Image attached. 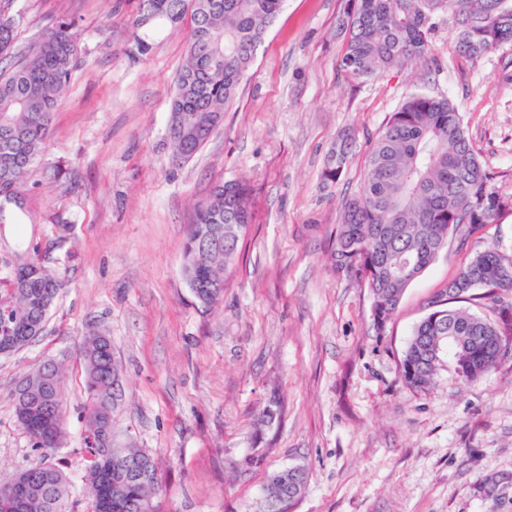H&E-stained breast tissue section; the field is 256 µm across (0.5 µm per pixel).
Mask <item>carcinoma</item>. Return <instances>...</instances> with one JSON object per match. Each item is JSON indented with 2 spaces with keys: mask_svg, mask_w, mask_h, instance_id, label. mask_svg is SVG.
Wrapping results in <instances>:
<instances>
[{
  "mask_svg": "<svg viewBox=\"0 0 512 512\" xmlns=\"http://www.w3.org/2000/svg\"><path fill=\"white\" fill-rule=\"evenodd\" d=\"M128 29L137 54H148L168 27L187 26V52L172 88L167 136L173 154L185 163L209 141L236 98L258 48L285 0H126ZM157 5L151 23L146 11ZM445 13L455 28L454 51L479 58L512 41V0H349L338 21L343 37L341 65L356 80H369L430 55L431 18ZM75 22L59 17L41 36L17 53L16 22L0 18V224L9 219L6 205L21 208L29 178L46 150L57 100L80 62ZM348 161L347 151L330 155L324 183H336ZM493 172L475 153L464 119L449 99L413 93L392 113L368 156L362 185L347 197L330 234L331 259L339 270L367 283L372 309L381 311L378 334L399 306L406 289L440 254L448 239L460 242L512 213V196L496 189ZM251 184L244 180L214 184L195 207L193 224L181 253V270L196 302L210 308L224 297L227 273L240 242L253 223ZM217 224L224 225V246L201 253ZM42 245L32 257L0 277V354H10L42 335L50 308L67 281L43 265ZM481 288L484 294L473 290ZM490 298L498 318L488 321L466 303ZM512 253L487 248L475 253L445 289L444 308L414 328L401 360L402 383L428 388L451 353L455 372L475 382L496 368L512 349ZM84 407L81 451L84 484L96 512H152L157 485L152 456L130 446L112 452L107 435L117 392L112 343L93 332L81 350ZM36 372L41 384L14 390L12 404L20 429L39 457L10 477L0 492V512H64L69 484L44 462L45 449L63 439V367L47 361ZM500 475L485 479L481 490L499 503L509 485ZM295 488L306 489L302 469L270 476L266 500Z\"/></svg>",
  "mask_w": 512,
  "mask_h": 512,
  "instance_id": "obj_1",
  "label": "carcinoma"
}]
</instances>
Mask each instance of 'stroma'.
I'll return each instance as SVG.
<instances>
[{
    "label": "stroma",
    "mask_w": 512,
    "mask_h": 512,
    "mask_svg": "<svg viewBox=\"0 0 512 512\" xmlns=\"http://www.w3.org/2000/svg\"><path fill=\"white\" fill-rule=\"evenodd\" d=\"M119 2H14L17 48L64 16L76 23L81 61L24 210L0 224V262L27 260L51 240L45 264L69 280L44 334L0 355V478L37 457L13 414L16 384L46 361L63 363L65 437L50 461L70 482L65 512H94L79 353L98 329L119 367L115 444L157 465L153 512H264L269 477L290 467L307 474L291 512H489L482 480L512 473V358L474 383L443 362L424 390L402 384L400 361L475 252L512 251V215L451 242L381 335L368 288L332 267L328 242L378 134L414 92L457 105L497 190L512 196V42L460 57L442 14L428 58L362 83L340 66L345 0H285L223 124L176 166L166 128L187 31H164L146 59L132 58ZM345 135L344 173L323 186ZM58 164L69 170L61 182L50 177ZM234 179L253 185L255 219L223 300L204 310L181 276V248L211 184ZM60 224L70 227L62 239Z\"/></svg>",
    "instance_id": "1"
}]
</instances>
